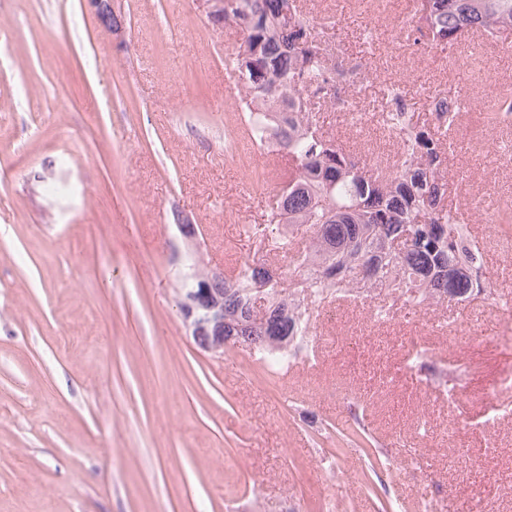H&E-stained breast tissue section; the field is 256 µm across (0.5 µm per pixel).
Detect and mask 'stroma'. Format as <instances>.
I'll return each mask as SVG.
<instances>
[{
  "instance_id": "obj_1",
  "label": "stroma",
  "mask_w": 512,
  "mask_h": 512,
  "mask_svg": "<svg viewBox=\"0 0 512 512\" xmlns=\"http://www.w3.org/2000/svg\"><path fill=\"white\" fill-rule=\"evenodd\" d=\"M331 16L349 80L326 117L360 164L401 154L364 108L385 86L430 115L435 87L471 75L448 177L512 302V32L456 54L407 37L406 0H301ZM105 32L83 0H0V512H512V420L479 422L512 344L488 307L315 304L287 378L248 354L197 349L175 300L195 265L266 261L258 224L288 179L262 167L225 57L237 28L201 0H112ZM197 225L191 252L175 215ZM462 340L448 348L444 334ZM455 369L449 402L430 370ZM430 479L413 483L409 468Z\"/></svg>"
}]
</instances>
